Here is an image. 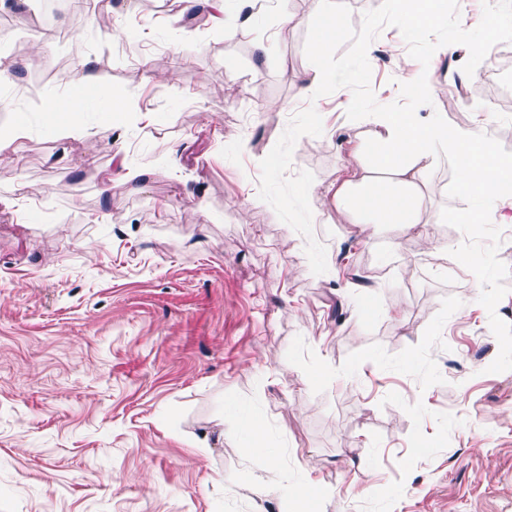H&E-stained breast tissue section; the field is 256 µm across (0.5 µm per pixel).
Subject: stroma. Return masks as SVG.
Listing matches in <instances>:
<instances>
[{
  "label": "stroma",
  "instance_id": "obj_1",
  "mask_svg": "<svg viewBox=\"0 0 512 512\" xmlns=\"http://www.w3.org/2000/svg\"><path fill=\"white\" fill-rule=\"evenodd\" d=\"M179 3L112 0L98 25L67 11L48 39L43 0H0V130L27 128L0 157V512H512V223L460 222L477 200L442 155L436 223L363 237L323 193L368 122L350 89L304 94L307 0H226L233 38ZM368 54L378 103L398 101L399 29ZM64 57L96 74L79 136L59 132ZM428 84L419 119L484 126L512 155V84L481 57ZM310 106L323 133L290 171L315 176L322 275L258 197ZM301 477L329 495L278 493Z\"/></svg>",
  "mask_w": 512,
  "mask_h": 512
}]
</instances>
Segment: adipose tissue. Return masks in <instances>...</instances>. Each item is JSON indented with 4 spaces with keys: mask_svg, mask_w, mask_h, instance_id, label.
<instances>
[{
    "mask_svg": "<svg viewBox=\"0 0 512 512\" xmlns=\"http://www.w3.org/2000/svg\"><path fill=\"white\" fill-rule=\"evenodd\" d=\"M498 4L479 16L467 19L451 41L429 45L434 62H441L468 44L471 29L492 31L497 23ZM371 138L354 142L337 181L336 203L351 212L356 223L370 230L384 224L406 233L433 223L424 192L425 176L434 160L448 155L459 171L458 189L479 193L484 200L505 208L500 192L512 172L496 161L493 142L475 129L451 127L441 122H424L400 112L375 119Z\"/></svg>",
    "mask_w": 512,
    "mask_h": 512,
    "instance_id": "adipose-tissue-1",
    "label": "adipose tissue"
}]
</instances>
